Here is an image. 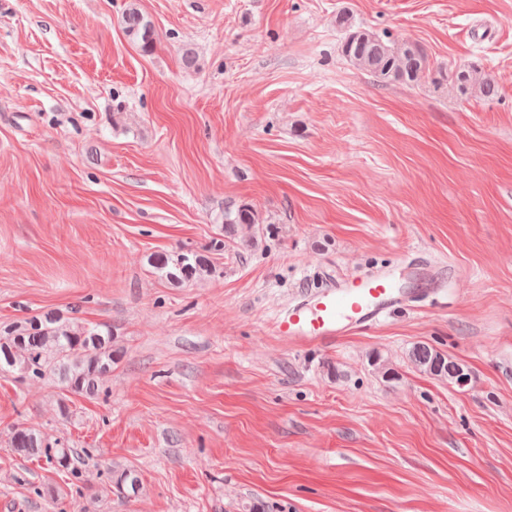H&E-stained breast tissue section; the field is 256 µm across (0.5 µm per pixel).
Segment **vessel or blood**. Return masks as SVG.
<instances>
[{
	"mask_svg": "<svg viewBox=\"0 0 512 512\" xmlns=\"http://www.w3.org/2000/svg\"><path fill=\"white\" fill-rule=\"evenodd\" d=\"M429 281L426 268L406 265L376 267L330 280L303 291L276 316L272 327L289 343H331L353 330H366L392 311L409 305V275Z\"/></svg>",
	"mask_w": 512,
	"mask_h": 512,
	"instance_id": "vessel-or-blood-1",
	"label": "vessel or blood"
}]
</instances>
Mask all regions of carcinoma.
<instances>
[{"label":"carcinoma","mask_w":512,"mask_h":512,"mask_svg":"<svg viewBox=\"0 0 512 512\" xmlns=\"http://www.w3.org/2000/svg\"><path fill=\"white\" fill-rule=\"evenodd\" d=\"M125 32L144 53L154 48V31L150 20L135 6L124 16ZM345 29L342 55L358 68L369 72L382 84L413 85L430 74L428 59L417 45L385 41L380 35L353 27L345 17L338 19ZM478 68L460 70L449 78L465 96L493 99L498 85L490 77L478 79ZM260 223L257 212L244 204L224 219V229L235 236ZM224 249V241L215 240L202 249H186L173 254L158 253L150 258L154 269L175 284L201 280L212 272L209 252ZM114 334L106 325H89L77 317L47 312L23 322L0 326V373L9 372L22 379L52 380L75 394L97 396L100 379L112 370L116 359ZM410 360L419 370L451 379L457 361L420 343L410 352ZM10 447L20 456H37L55 467L70 469L72 450L61 440L52 439L24 426L13 428ZM117 488L137 493L140 479L128 470L113 478Z\"/></svg>","instance_id":"cac0c4a2"}]
</instances>
